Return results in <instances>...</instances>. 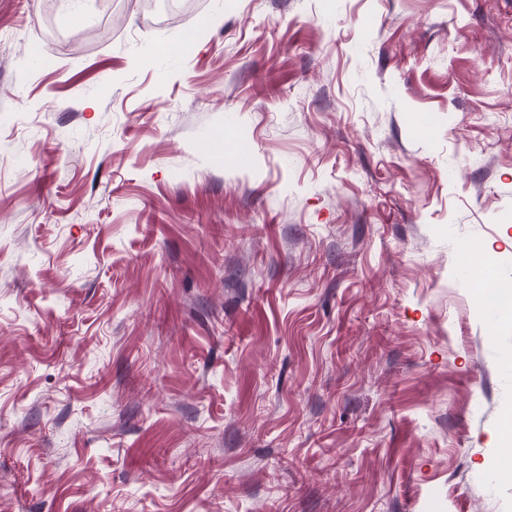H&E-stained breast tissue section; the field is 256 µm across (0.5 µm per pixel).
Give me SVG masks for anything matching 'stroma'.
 <instances>
[{
  "mask_svg": "<svg viewBox=\"0 0 512 512\" xmlns=\"http://www.w3.org/2000/svg\"><path fill=\"white\" fill-rule=\"evenodd\" d=\"M70 9L0 0V512H512V0Z\"/></svg>",
  "mask_w": 512,
  "mask_h": 512,
  "instance_id": "1",
  "label": "stroma"
}]
</instances>
